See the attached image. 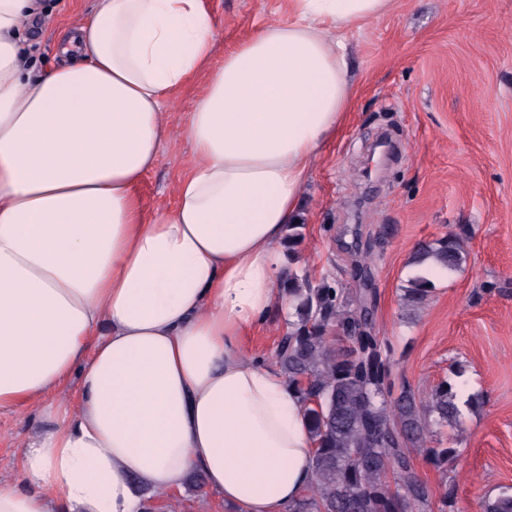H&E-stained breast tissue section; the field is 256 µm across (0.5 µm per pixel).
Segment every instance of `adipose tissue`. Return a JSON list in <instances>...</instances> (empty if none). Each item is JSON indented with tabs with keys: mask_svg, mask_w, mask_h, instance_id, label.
Listing matches in <instances>:
<instances>
[{
	"mask_svg": "<svg viewBox=\"0 0 512 512\" xmlns=\"http://www.w3.org/2000/svg\"><path fill=\"white\" fill-rule=\"evenodd\" d=\"M212 65L208 0H93L34 72L44 0H0V414L33 410L0 512H144L189 472L237 512L313 480L304 402L239 339L290 312L283 243L353 104L345 28L396 0H287ZM203 85L180 131L164 107ZM180 134L173 209L138 188Z\"/></svg>",
	"mask_w": 512,
	"mask_h": 512,
	"instance_id": "obj_1",
	"label": "adipose tissue"
}]
</instances>
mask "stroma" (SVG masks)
<instances>
[{"instance_id": "stroma-1", "label": "stroma", "mask_w": 512, "mask_h": 512, "mask_svg": "<svg viewBox=\"0 0 512 512\" xmlns=\"http://www.w3.org/2000/svg\"><path fill=\"white\" fill-rule=\"evenodd\" d=\"M215 59L282 16L281 0H209ZM92 0H65L25 30L37 69L60 64L57 45ZM353 108L321 150L302 197L297 271L343 288L394 350L391 390L426 394L448 382L465 397L458 422L435 429L430 448L458 457L439 471L414 462L453 512H487L512 494V0H399L394 13L346 32ZM192 160L180 137L139 186L147 212L174 208ZM460 235L466 259L431 275L425 305L403 294L420 243ZM284 315L241 339L245 355L274 365ZM29 414H0V481H17ZM146 512H234L208 484L150 495Z\"/></svg>"}]
</instances>
